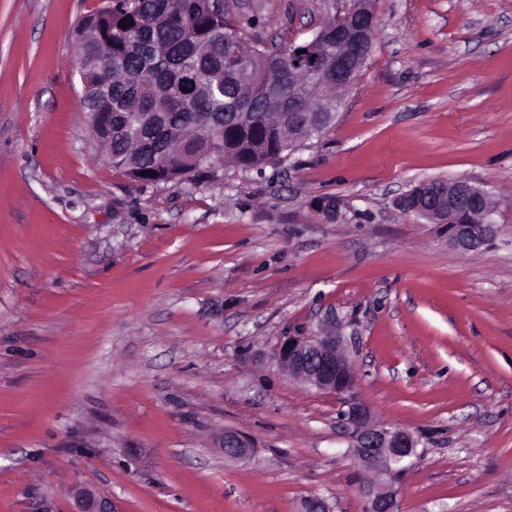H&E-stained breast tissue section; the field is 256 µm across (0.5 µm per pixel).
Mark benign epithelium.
Instances as JSON below:
<instances>
[{"instance_id": "1", "label": "benign epithelium", "mask_w": 512, "mask_h": 512, "mask_svg": "<svg viewBox=\"0 0 512 512\" xmlns=\"http://www.w3.org/2000/svg\"><path fill=\"white\" fill-rule=\"evenodd\" d=\"M336 51L317 49L321 36H316L299 54L306 68L325 77L341 89L349 90L366 60L365 47L375 23L370 8L352 7L338 18ZM306 93L296 82L288 83V111H305ZM488 193L469 179H458L448 185V192L430 189L403 194L397 206H408L407 212L436 224L450 227L449 240L461 251L473 252L486 245L492 233L491 214L486 209ZM278 360L288 376L310 387L333 392L347 391L353 379L352 365L342 337L331 332L313 336H290L282 342ZM351 430L352 453L365 470L386 476L382 484H368V512H399L394 475L406 469L415 455L419 441L413 433L375 422L370 409L352 403L344 413ZM220 447L234 460H246L253 454V444L244 435L226 430ZM77 512H112V502L90 488L76 491Z\"/></svg>"}]
</instances>
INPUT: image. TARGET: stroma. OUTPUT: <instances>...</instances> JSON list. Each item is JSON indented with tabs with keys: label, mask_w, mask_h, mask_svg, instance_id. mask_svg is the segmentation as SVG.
I'll return each mask as SVG.
<instances>
[{
	"label": "stroma",
	"mask_w": 512,
	"mask_h": 512,
	"mask_svg": "<svg viewBox=\"0 0 512 512\" xmlns=\"http://www.w3.org/2000/svg\"><path fill=\"white\" fill-rule=\"evenodd\" d=\"M105 3L0 0V512H74L80 487L115 512H367L353 401L419 440L399 512H512V0H372L323 141L147 185L82 112L74 33ZM229 3L299 45L352 0ZM430 178L481 185L494 239L464 253L394 207ZM331 315L342 393L276 360ZM220 448L224 449V455L230 459L246 460L252 456L254 446L246 436L234 430H225Z\"/></svg>",
	"instance_id": "stroma-1"
}]
</instances>
